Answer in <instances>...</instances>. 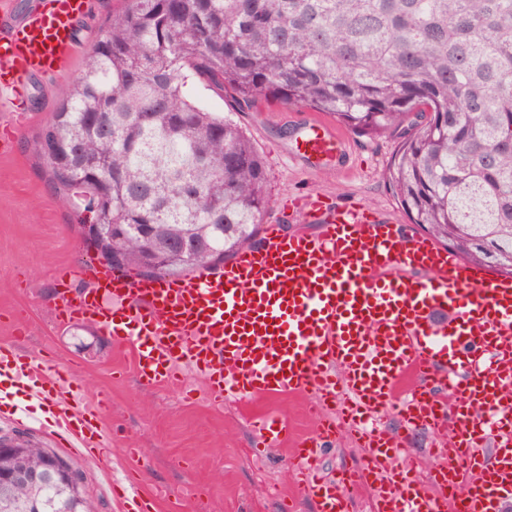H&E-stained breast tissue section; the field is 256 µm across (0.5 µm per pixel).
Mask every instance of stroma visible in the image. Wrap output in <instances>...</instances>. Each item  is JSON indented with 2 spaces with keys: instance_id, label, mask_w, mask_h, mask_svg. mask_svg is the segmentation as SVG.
Wrapping results in <instances>:
<instances>
[{
  "instance_id": "stroma-1",
  "label": "stroma",
  "mask_w": 512,
  "mask_h": 512,
  "mask_svg": "<svg viewBox=\"0 0 512 512\" xmlns=\"http://www.w3.org/2000/svg\"><path fill=\"white\" fill-rule=\"evenodd\" d=\"M123 6V0H91L79 25L70 72L32 79L30 111L17 119L19 132L0 153V343L14 346L33 365L73 370L82 402L106 399L103 428L111 453L97 460L59 442L37 409L0 412V435L27 437L80 468L97 512H121L111 489L115 482L130 483L135 494L153 497V512H284L285 497L296 491L288 452L275 446L259 457L242 456V449L255 446L244 417L275 413L287 418L296 434L306 435L317 423L303 412L304 398L219 405L191 373L182 391L148 385L139 379L130 350L100 326L76 322L58 327L51 321L59 282L74 291L86 288L81 271L89 253L79 233L78 210L61 202L32 145L80 74L84 54L106 17ZM185 92L210 111L229 113L260 154L270 196L263 224L287 231L303 225V213L285 201L316 193L335 207L366 206L382 219L408 224L385 181L398 134L362 135L326 113L272 97L233 112L197 86ZM311 122L341 135L338 157L308 159L296 152V138ZM259 466L266 480L256 478Z\"/></svg>"
}]
</instances>
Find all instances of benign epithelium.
<instances>
[{
    "label": "benign epithelium",
    "mask_w": 512,
    "mask_h": 512,
    "mask_svg": "<svg viewBox=\"0 0 512 512\" xmlns=\"http://www.w3.org/2000/svg\"><path fill=\"white\" fill-rule=\"evenodd\" d=\"M27 439L20 436L0 437V459L7 461L0 468V512H21L30 507L25 503L18 507L14 504V489L26 488L30 491L57 484L69 486L71 493L83 498V481L75 477L73 465L50 449H44L46 461L37 467H26L14 464V460L27 453Z\"/></svg>",
    "instance_id": "1"
}]
</instances>
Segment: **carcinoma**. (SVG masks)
Masks as SVG:
<instances>
[{
  "mask_svg": "<svg viewBox=\"0 0 512 512\" xmlns=\"http://www.w3.org/2000/svg\"><path fill=\"white\" fill-rule=\"evenodd\" d=\"M193 82L236 111L272 96L361 134L399 133L387 182L412 223L512 277V0H125L34 152L59 198L99 226L100 257L123 254L126 272L180 276L255 245L262 158L186 97ZM187 235L197 265L148 262L157 241ZM39 497L96 512L60 488Z\"/></svg>",
  "mask_w": 512,
  "mask_h": 512,
  "instance_id": "carcinoma-1",
  "label": "carcinoma"
}]
</instances>
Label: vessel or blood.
Segmentation results:
<instances>
[{"instance_id":"b4317fda","label":"vessel or blood","mask_w":512,"mask_h":512,"mask_svg":"<svg viewBox=\"0 0 512 512\" xmlns=\"http://www.w3.org/2000/svg\"><path fill=\"white\" fill-rule=\"evenodd\" d=\"M87 2L42 0L21 17L0 11V90L16 105L26 104L33 76L68 71ZM299 151L331 156L341 139L311 123ZM298 207L306 227L267 225L262 245L220 271L148 279L89 263L88 288L59 292L55 322L100 325L132 348L150 385L177 382L187 369L221 401L308 389L317 410L342 402L339 423L320 425L290 456L317 512H347L336 481L314 466L340 423L358 432L365 472L384 485L379 512H440L448 502L455 512H489L492 499L512 495V280L369 208L339 210L318 194ZM438 310L448 314L440 325L431 318ZM77 383L74 372H44L0 346V406L12 387L49 403L60 440L106 458L102 404L57 401ZM387 408L447 440L437 492L416 487L408 470L389 472L404 438L374 425ZM254 428L263 448L288 436L275 416Z\"/></svg>"}]
</instances>
